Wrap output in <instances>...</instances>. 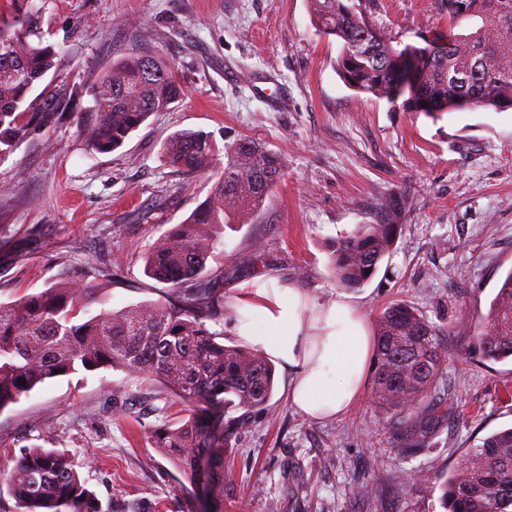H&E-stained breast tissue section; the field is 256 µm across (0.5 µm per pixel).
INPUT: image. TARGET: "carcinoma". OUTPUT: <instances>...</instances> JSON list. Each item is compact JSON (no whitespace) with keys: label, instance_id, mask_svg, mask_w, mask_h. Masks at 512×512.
<instances>
[{"label":"carcinoma","instance_id":"carcinoma-1","mask_svg":"<svg viewBox=\"0 0 512 512\" xmlns=\"http://www.w3.org/2000/svg\"><path fill=\"white\" fill-rule=\"evenodd\" d=\"M309 4L316 30L342 42L336 70L350 88L430 116L512 109V0H442L448 32L401 50L353 5ZM10 5L12 21H0V153L76 112L78 98L73 88L44 83L59 52L52 44L30 41L28 0ZM182 94L158 55L124 57L99 80L89 108L94 119L80 124L81 133L92 150L110 153ZM164 154L188 175L208 174L224 164L205 201L145 255V272L166 290L157 300L112 310L98 297L111 282L109 272L99 268L92 280L61 278L13 305L0 304V410L45 381L79 370L115 368L157 380L166 400L180 404L185 416L151 427L153 447L191 482L200 472L199 453H205L210 512H224V455L229 438L245 425L226 416L267 409L274 371L263 352L226 346L210 329L218 316V278L206 267L224 226L256 210L272 191L281 161L256 140L238 138L220 146L194 130L172 136ZM404 211V201L389 196L377 205L372 223L333 241L331 278L349 289L367 284L401 236ZM93 301L102 305L96 314L88 310ZM376 336L371 400L405 419L406 440L416 446L429 433L424 418L435 406L433 391L448 351L436 326L402 301L379 314ZM476 343L487 361L512 359V272L491 301ZM22 379L26 384L20 386ZM430 478L444 512H512V429L467 449L448 473L422 480ZM7 488L25 512H99L70 459L55 450L24 451Z\"/></svg>","mask_w":512,"mask_h":512}]
</instances>
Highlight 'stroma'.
I'll return each instance as SVG.
<instances>
[{"instance_id": "obj_1", "label": "stroma", "mask_w": 512, "mask_h": 512, "mask_svg": "<svg viewBox=\"0 0 512 512\" xmlns=\"http://www.w3.org/2000/svg\"><path fill=\"white\" fill-rule=\"evenodd\" d=\"M396 48L445 30L440 0H352ZM33 31L60 46L48 78L77 87L80 107L114 61L162 57L184 89L119 149L94 152L78 117L0 155V304L109 268L108 306L157 299L164 286L144 255L209 195L213 179L168 165L164 143L182 130L251 137L278 153L283 175L259 210L225 227L207 268L218 288L224 343L238 345L235 305L267 273L314 301L335 298L330 243L373 220L393 194L406 203L394 251L352 295L369 322L405 301L448 348L439 394L453 412L419 449L404 427L361 397L346 416L316 421L288 401L274 371L268 410L248 414L224 457V512H441L438 492L405 478L453 469L462 452L512 427V362L483 360L478 327L512 272V110L432 118L348 88L336 71L342 44L316 31L307 0H30ZM151 380L117 369L54 378L0 410V472L28 448L72 460L100 512L137 500L145 512H207L147 431L179 416Z\"/></svg>"}]
</instances>
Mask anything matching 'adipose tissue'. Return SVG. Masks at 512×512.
<instances>
[{"mask_svg": "<svg viewBox=\"0 0 512 512\" xmlns=\"http://www.w3.org/2000/svg\"><path fill=\"white\" fill-rule=\"evenodd\" d=\"M235 333L263 349L288 371V399L313 419L347 413L361 396L376 350V337L352 296L327 304L277 277L243 289Z\"/></svg>", "mask_w": 512, "mask_h": 512, "instance_id": "ef3b65f1", "label": "adipose tissue"}]
</instances>
